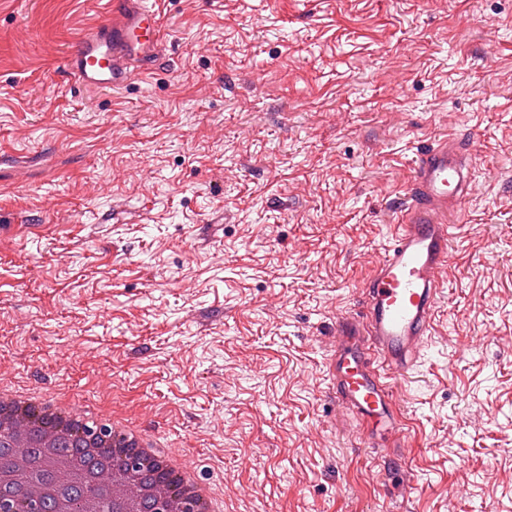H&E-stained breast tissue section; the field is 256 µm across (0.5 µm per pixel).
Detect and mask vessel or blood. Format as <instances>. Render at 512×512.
<instances>
[{
	"instance_id": "obj_1",
	"label": "vessel or blood",
	"mask_w": 512,
	"mask_h": 512,
	"mask_svg": "<svg viewBox=\"0 0 512 512\" xmlns=\"http://www.w3.org/2000/svg\"><path fill=\"white\" fill-rule=\"evenodd\" d=\"M110 14L67 59L66 70L81 88H120L161 52L159 0H114ZM472 172L469 153L451 137L415 159L409 202L392 245L365 282L362 311L336 319L332 393L361 422L369 445L406 448L394 392L382 373H407L433 330L450 228L464 221Z\"/></svg>"
}]
</instances>
